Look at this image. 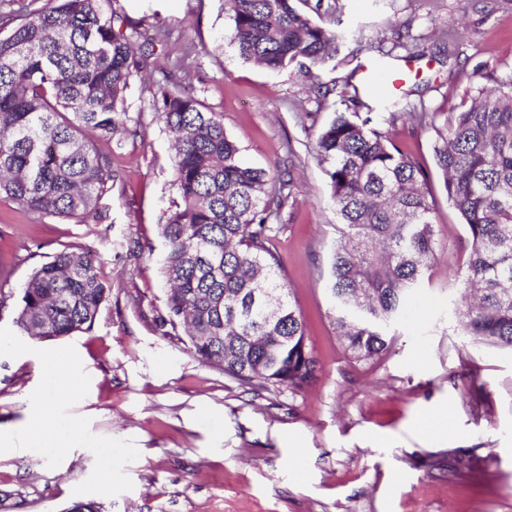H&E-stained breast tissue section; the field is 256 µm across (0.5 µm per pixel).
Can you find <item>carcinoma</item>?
<instances>
[{
    "mask_svg": "<svg viewBox=\"0 0 512 512\" xmlns=\"http://www.w3.org/2000/svg\"><path fill=\"white\" fill-rule=\"evenodd\" d=\"M112 2L58 0L0 17V198L23 211L103 219L120 172L97 144L137 132L126 92L161 40ZM225 6L239 57L273 70L297 67L313 79L349 37L317 22L336 10L324 0ZM371 93L354 91L314 133L336 210L328 288L345 350L360 361L386 353V330L438 259L429 175L385 129L402 122L432 131L448 203L465 221L461 331L512 351V78L443 119L410 102L374 112L363 100ZM151 110L173 134L175 188L158 225L169 285L158 326L166 335L184 328L198 359L243 384L302 390L317 361L272 248L282 225L271 218L293 197V179L245 165L220 113L189 92L158 85ZM21 293L22 335L57 340L90 330L110 287L84 251L64 249L32 270Z\"/></svg>",
    "mask_w": 512,
    "mask_h": 512,
    "instance_id": "1",
    "label": "carcinoma"
}]
</instances>
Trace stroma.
<instances>
[{
    "instance_id": "obj_1",
    "label": "stroma",
    "mask_w": 512,
    "mask_h": 512,
    "mask_svg": "<svg viewBox=\"0 0 512 512\" xmlns=\"http://www.w3.org/2000/svg\"><path fill=\"white\" fill-rule=\"evenodd\" d=\"M131 22L166 36L145 78L126 93L140 114L135 136L102 145L120 178L102 223L37 216L0 199V512H512V352L461 336L453 274L466 258L463 220L449 206L429 131L396 126L395 143L430 175L439 260L390 350L358 361L336 334L328 290L336 213L313 140L299 117L329 121L355 66L374 63L393 29L415 57L404 89L428 112L448 114L512 76V0H336L322 16L353 37L343 63L319 72L324 97L298 70L243 61L227 43L224 0H118ZM190 89L248 164L291 170L296 198L274 241L283 277L318 361L305 389L240 385L202 363L156 317L166 284L158 224L174 195L170 137L150 110L157 83ZM142 246L128 257V239ZM100 263L110 296L93 329L61 339L23 336L15 298L31 270L64 248ZM74 388L59 389L68 372ZM43 405L49 438L66 457L32 462L30 410ZM452 415L455 432L431 430ZM80 432L70 436L71 423Z\"/></svg>"
}]
</instances>
